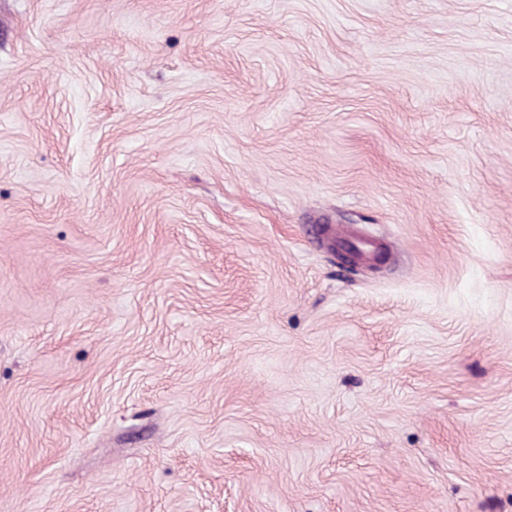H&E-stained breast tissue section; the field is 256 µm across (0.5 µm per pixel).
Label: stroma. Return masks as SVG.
Here are the masks:
<instances>
[{
    "mask_svg": "<svg viewBox=\"0 0 512 512\" xmlns=\"http://www.w3.org/2000/svg\"><path fill=\"white\" fill-rule=\"evenodd\" d=\"M0 512H512V0H0Z\"/></svg>",
    "mask_w": 512,
    "mask_h": 512,
    "instance_id": "1",
    "label": "stroma"
}]
</instances>
